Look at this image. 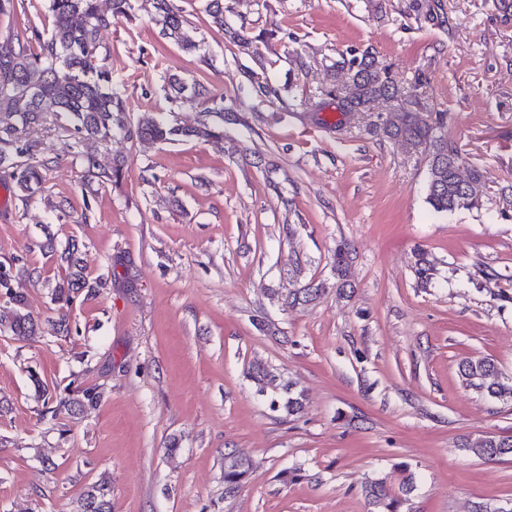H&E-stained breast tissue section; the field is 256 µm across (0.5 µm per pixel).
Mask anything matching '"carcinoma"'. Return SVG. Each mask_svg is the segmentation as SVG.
Returning <instances> with one entry per match:
<instances>
[{"label": "carcinoma", "instance_id": "cac0c4a2", "mask_svg": "<svg viewBox=\"0 0 512 512\" xmlns=\"http://www.w3.org/2000/svg\"><path fill=\"white\" fill-rule=\"evenodd\" d=\"M155 24L159 34L182 51L194 54L201 41L196 28L184 15L175 0H153ZM132 0H111L110 12L100 9L99 0H47L46 13L41 25H29L8 31L0 45V63L7 70L0 72V177L12 181L15 194L25 201L33 187L45 180L51 160L40 155L38 141L21 142L20 133L36 132L60 117L66 119L74 135L75 157L84 169L82 177L94 174L98 168L96 151L99 144L112 139L119 131L129 140L175 141L195 138L206 142H224V126L205 121L197 126L184 127L149 113L131 123L126 111L125 89L112 83L101 55L100 35L112 20L130 18ZM204 12L213 27L229 35L242 50L249 49L250 39L226 27L224 0H204ZM428 84V77L419 73L411 85L410 98L391 109L380 130L395 138H403L423 149L427 159V203L438 213L471 209L480 205L476 193L467 191L483 179L482 171L472 168L462 176L464 158L457 145L442 133L447 125L448 113L422 115L413 107V98ZM203 86L196 83L187 87L175 74L165 78L164 91L173 114L185 104L202 95ZM349 92L342 107L349 112H371L383 104L402 96L393 65L378 59L372 52L361 58H352L332 66L328 86L321 90L324 98L338 92ZM349 247L343 243L336 247L335 270L338 278L336 292L346 293V268ZM84 287L80 280L67 279L52 289V301L59 304L57 317L51 320L58 335L72 332L69 316L64 307L72 301L71 293ZM326 292L321 285L306 283L288 290L281 299L282 306L293 308L315 301ZM0 295L6 306L0 310V332H6L19 341H25L40 332L26 296L11 288V274L0 268ZM461 379L478 392L496 399L512 398V382L503 380L496 363L485 357L468 358L459 363ZM249 377L258 384L261 394L267 388L280 387L288 392V400L280 403L277 394L269 397L273 411L285 408L295 416L303 409V394L293 391L291 382L276 384V375L264 366L252 367ZM101 391L96 386L66 387L64 392L49 396L55 403L52 415L61 410L72 413L96 405ZM468 451L489 462L512 456V438L479 436L466 445ZM252 468L249 457L234 452L224 456V495L229 489H238ZM402 474L398 488L387 481L375 480L364 489L369 512H398L402 497L412 489L408 466H399ZM111 484L94 483L80 503L81 512H112Z\"/></svg>", "mask_w": 512, "mask_h": 512}]
</instances>
